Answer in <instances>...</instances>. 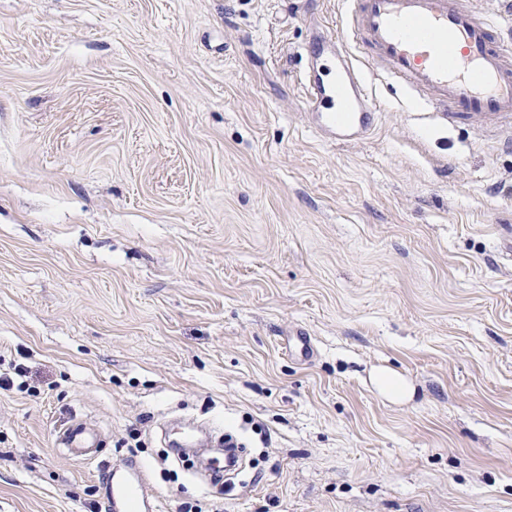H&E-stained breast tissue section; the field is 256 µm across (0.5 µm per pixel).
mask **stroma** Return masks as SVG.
Here are the masks:
<instances>
[{"label":"stroma","instance_id":"obj_1","mask_svg":"<svg viewBox=\"0 0 512 512\" xmlns=\"http://www.w3.org/2000/svg\"><path fill=\"white\" fill-rule=\"evenodd\" d=\"M343 9L0 0V512L103 502L74 418L156 512H512V147L383 78L370 138L323 141L299 78ZM179 420L249 466L179 468ZM374 381L378 390L391 400H402L409 395L405 381L391 370L382 369L378 371ZM56 443L64 448H70L71 453L82 460L96 461L99 457V434L76 419L59 431Z\"/></svg>","mask_w":512,"mask_h":512}]
</instances>
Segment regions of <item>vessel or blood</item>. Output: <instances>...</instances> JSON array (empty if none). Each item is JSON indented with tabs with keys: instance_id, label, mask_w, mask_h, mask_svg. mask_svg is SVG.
Wrapping results in <instances>:
<instances>
[{
	"instance_id": "vessel-or-blood-1",
	"label": "vessel or blood",
	"mask_w": 512,
	"mask_h": 512,
	"mask_svg": "<svg viewBox=\"0 0 512 512\" xmlns=\"http://www.w3.org/2000/svg\"><path fill=\"white\" fill-rule=\"evenodd\" d=\"M344 35H317L302 74L315 129L334 143L367 139L380 108L374 79L400 81L411 102L439 119L464 113L500 126L512 139V42L477 0H346ZM56 442L83 460H97L101 440L74 420ZM110 476V512H137L154 499L146 472L117 465Z\"/></svg>"
}]
</instances>
